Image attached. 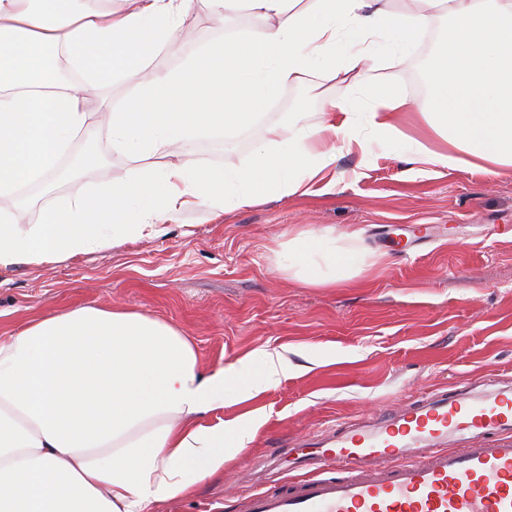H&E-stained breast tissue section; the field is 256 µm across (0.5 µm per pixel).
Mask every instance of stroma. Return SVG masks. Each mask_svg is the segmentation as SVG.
<instances>
[{
	"mask_svg": "<svg viewBox=\"0 0 512 512\" xmlns=\"http://www.w3.org/2000/svg\"><path fill=\"white\" fill-rule=\"evenodd\" d=\"M190 39L159 52L143 74L180 67L226 37L255 36L265 20L239 10L215 24L195 0ZM448 25L436 15L410 58L378 54L362 84L313 75L282 87L266 110L231 140H189L179 153L215 166H243L268 127L320 119L322 102H349L370 85L429 96L428 66ZM95 162L69 179L35 183L28 220L79 193L127 180L135 164L106 137L76 140L73 154ZM335 188L309 197L274 196L219 216L184 214L166 237L113 246L40 265L0 269V343L33 319L81 306L118 307L182 330L199 366L210 370L260 351H285L291 364L271 389L218 407L214 424L257 412L246 447L195 495L154 504L152 512H242L253 490L308 476L288 450H311L333 429L373 427L401 409L466 384L472 396L512 387V170L497 174L435 167L415 175L399 152H341ZM335 231L365 256L335 286L301 285L283 253L298 232Z\"/></svg>",
	"mask_w": 512,
	"mask_h": 512,
	"instance_id": "stroma-1",
	"label": "stroma"
}]
</instances>
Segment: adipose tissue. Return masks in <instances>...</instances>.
<instances>
[{
  "label": "adipose tissue",
  "instance_id": "ef3b65f1",
  "mask_svg": "<svg viewBox=\"0 0 512 512\" xmlns=\"http://www.w3.org/2000/svg\"><path fill=\"white\" fill-rule=\"evenodd\" d=\"M193 0H120L119 7L62 10V0H0V196L55 170L81 136L104 131L113 151L136 161L133 175L79 194L25 227V212H0V267L41 264L107 248L122 238H160L188 210L229 213L266 196H314L338 152L370 143L403 147L419 166L490 173L512 169V0H429L449 25L429 65L430 96L373 87L365 106L335 100L319 123L268 131L249 166L212 168L175 145L249 125L286 84L314 72L360 77L367 60L339 31L388 32L380 52L408 54L431 16L392 12L386 0H207L223 23L240 8L265 18L258 37L232 38L182 67L142 72L177 41ZM78 72L63 85L60 68ZM118 84L123 100L86 108L87 86ZM421 113L448 148L406 138L401 113ZM369 129L370 138L357 133ZM112 232L100 230L102 214ZM363 257L341 250L333 231L288 242L289 277L335 285ZM280 352L248 354L201 371L189 339L173 326L123 309L79 307L32 322L0 344V512H149L192 494L245 447L243 420L207 414L276 385Z\"/></svg>",
  "mask_w": 512,
  "mask_h": 512
}]
</instances>
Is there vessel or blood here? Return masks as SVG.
<instances>
[{
    "instance_id": "1",
    "label": "vessel or blood",
    "mask_w": 512,
    "mask_h": 512,
    "mask_svg": "<svg viewBox=\"0 0 512 512\" xmlns=\"http://www.w3.org/2000/svg\"><path fill=\"white\" fill-rule=\"evenodd\" d=\"M512 395L439 396L310 455L313 475L257 490L243 512H512ZM469 437L458 448L453 439Z\"/></svg>"
}]
</instances>
